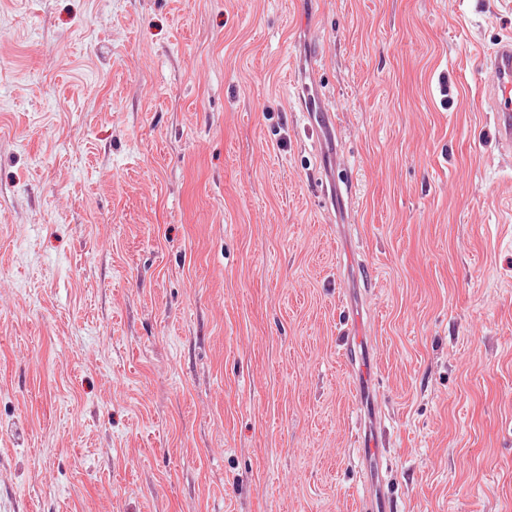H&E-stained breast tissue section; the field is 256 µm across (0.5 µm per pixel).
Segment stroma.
Instances as JSON below:
<instances>
[{"label":"stroma","instance_id":"obj_1","mask_svg":"<svg viewBox=\"0 0 512 512\" xmlns=\"http://www.w3.org/2000/svg\"><path fill=\"white\" fill-rule=\"evenodd\" d=\"M510 34L512 0H0V512H356L351 305L397 512H512ZM483 90L497 114V138L512 152V37L501 39L482 65ZM321 58L319 52H315L310 56L311 68L301 77L299 90V105L301 112L315 125L318 129H322L327 137H331L333 129L336 127L335 115L333 112L327 111L322 103L313 94L310 93L313 84L319 73V66L315 63ZM314 63V64H312ZM360 320L359 318H351L350 326L347 330L346 336V355L351 365L356 364V356L359 349L362 352L367 349V341L365 336H360Z\"/></svg>","mask_w":512,"mask_h":512}]
</instances>
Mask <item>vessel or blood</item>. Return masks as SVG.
Here are the masks:
<instances>
[{"mask_svg":"<svg viewBox=\"0 0 512 512\" xmlns=\"http://www.w3.org/2000/svg\"><path fill=\"white\" fill-rule=\"evenodd\" d=\"M483 89L497 114V138L512 151V37L500 40L482 65ZM319 73L318 66H311L301 77L299 105L310 122L332 135L336 125L333 112L324 109L321 101L311 92ZM358 456L367 484L359 502V512H393L394 500L389 484L382 475L384 463V430L374 426L366 430L359 442Z\"/></svg>","mask_w":512,"mask_h":512,"instance_id":"obj_1","label":"vessel or blood"}]
</instances>
